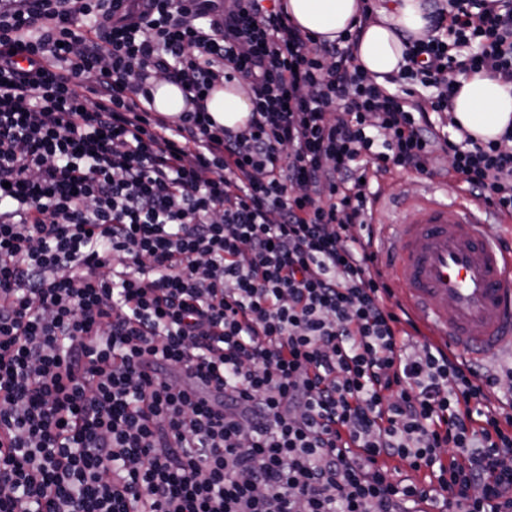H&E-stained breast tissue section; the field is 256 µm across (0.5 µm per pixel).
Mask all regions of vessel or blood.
I'll return each mask as SVG.
<instances>
[{
  "instance_id": "1",
  "label": "vessel or blood",
  "mask_w": 512,
  "mask_h": 512,
  "mask_svg": "<svg viewBox=\"0 0 512 512\" xmlns=\"http://www.w3.org/2000/svg\"><path fill=\"white\" fill-rule=\"evenodd\" d=\"M485 206L425 197L384 225L379 261L433 340L469 355L512 354V252L488 237Z\"/></svg>"
}]
</instances>
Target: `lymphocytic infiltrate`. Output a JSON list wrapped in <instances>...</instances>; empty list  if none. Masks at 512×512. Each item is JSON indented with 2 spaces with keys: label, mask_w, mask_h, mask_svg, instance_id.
<instances>
[{
  "label": "lymphocytic infiltrate",
  "mask_w": 512,
  "mask_h": 512,
  "mask_svg": "<svg viewBox=\"0 0 512 512\" xmlns=\"http://www.w3.org/2000/svg\"><path fill=\"white\" fill-rule=\"evenodd\" d=\"M424 6L389 90L279 0H0V512H512V367L407 345L367 228L395 170L512 217V149L431 119L512 85V10ZM242 85L247 90L243 81L233 79L224 81V85H217L211 91L206 107L217 125L234 130L245 127L252 112V103ZM153 85V108L156 112L177 117L185 110V99L176 84L166 80H154Z\"/></svg>",
  "instance_id": "obj_1"
}]
</instances>
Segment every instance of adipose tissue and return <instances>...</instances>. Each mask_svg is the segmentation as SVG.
Wrapping results in <instances>:
<instances>
[{
    "label": "adipose tissue",
    "mask_w": 512,
    "mask_h": 512,
    "mask_svg": "<svg viewBox=\"0 0 512 512\" xmlns=\"http://www.w3.org/2000/svg\"><path fill=\"white\" fill-rule=\"evenodd\" d=\"M363 4L364 0H285L284 6L300 30L332 41L359 25ZM375 12L377 21L364 27L354 57L359 69L382 85L404 63L401 34L426 37L429 21L421 0H384ZM456 81L449 106L452 120L485 142L500 138L512 127V87L486 73H461ZM206 107L217 125L234 130L245 127L252 111L250 97L236 79L216 86Z\"/></svg>",
    "instance_id": "obj_1"
}]
</instances>
